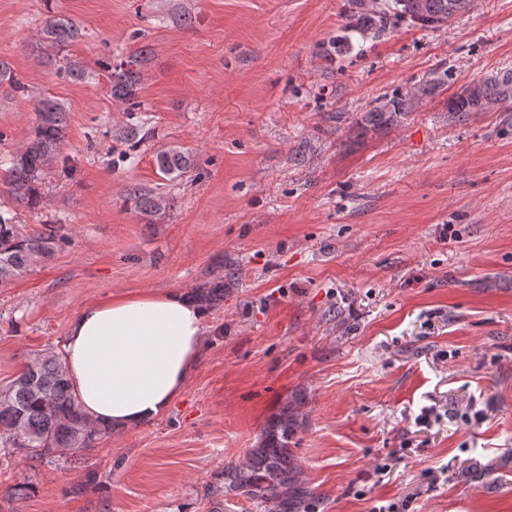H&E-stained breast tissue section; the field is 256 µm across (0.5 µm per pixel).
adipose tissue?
<instances>
[{
  "mask_svg": "<svg viewBox=\"0 0 512 512\" xmlns=\"http://www.w3.org/2000/svg\"><path fill=\"white\" fill-rule=\"evenodd\" d=\"M206 321L205 306L181 291L85 306L69 325L60 358L89 420L134 429L165 414L195 369Z\"/></svg>",
  "mask_w": 512,
  "mask_h": 512,
  "instance_id": "obj_1",
  "label": "adipose tissue"
}]
</instances>
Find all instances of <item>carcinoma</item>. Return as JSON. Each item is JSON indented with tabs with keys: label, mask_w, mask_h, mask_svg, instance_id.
<instances>
[{
	"label": "carcinoma",
	"mask_w": 512,
	"mask_h": 512,
	"mask_svg": "<svg viewBox=\"0 0 512 512\" xmlns=\"http://www.w3.org/2000/svg\"><path fill=\"white\" fill-rule=\"evenodd\" d=\"M472 0H347L345 15L347 34L332 41L327 54H341L353 49L349 33L363 39H378L387 31L408 22L422 28H436L466 10ZM81 28L75 22L47 18L43 40L63 50L77 41ZM149 61L142 49L117 63H105L109 72L112 98L141 109L139 82L141 69ZM512 101V72L485 79L466 88L449 109L463 121L472 112H481L491 102ZM412 100L399 98L375 105L367 112L370 124L388 126L394 117L410 111ZM66 111L61 103L44 98L38 106L37 121L25 142L3 157L5 182L20 201L31 202L36 184L46 166L61 158L65 142ZM157 168L166 176H181L194 166L191 156L181 150L168 149L156 154ZM128 199L144 213L160 209L161 199L138 186L128 188ZM72 239L63 224H46L44 228L24 234L15 224L14 214L0 209V281L26 273L36 259H47ZM192 297L209 308L224 303V275L194 288ZM301 399L285 403L280 412L264 427L260 441L249 449L247 461L224 465V495L260 500L270 512H306L309 491L298 480L294 449L297 435L303 430L298 406ZM112 433L90 424L69 387L60 357L53 351L37 354V362L26 364L12 380L0 385V446L14 448L29 459L78 456L95 447L96 441Z\"/></svg>",
	"instance_id": "cac0c4a2"
}]
</instances>
